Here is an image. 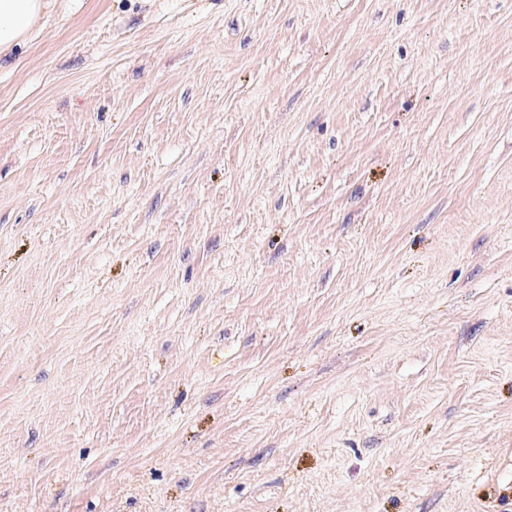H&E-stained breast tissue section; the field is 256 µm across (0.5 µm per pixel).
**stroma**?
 I'll return each mask as SVG.
<instances>
[{
  "mask_svg": "<svg viewBox=\"0 0 512 512\" xmlns=\"http://www.w3.org/2000/svg\"><path fill=\"white\" fill-rule=\"evenodd\" d=\"M0 512H512V0H53Z\"/></svg>",
  "mask_w": 512,
  "mask_h": 512,
  "instance_id": "1",
  "label": "stroma"
}]
</instances>
